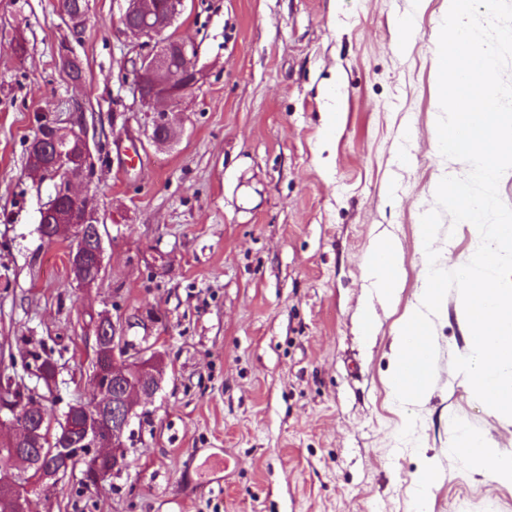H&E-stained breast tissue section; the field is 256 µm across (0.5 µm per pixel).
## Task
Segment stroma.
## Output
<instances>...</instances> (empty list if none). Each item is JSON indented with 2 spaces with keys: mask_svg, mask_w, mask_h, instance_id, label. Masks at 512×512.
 <instances>
[{
  "mask_svg": "<svg viewBox=\"0 0 512 512\" xmlns=\"http://www.w3.org/2000/svg\"><path fill=\"white\" fill-rule=\"evenodd\" d=\"M122 6L89 0L76 34L61 0H0V374L54 417L89 401L101 313L165 363L122 472L94 488L75 465L32 512H416L420 481L429 512H512V483L448 449L462 425L512 453V419L452 367L470 346L457 290L432 319L427 400L403 405L386 383L427 265L421 218L443 177L470 170L436 146L448 0H189L173 31L197 45L202 79L166 146L132 106L141 42ZM46 121L89 145L76 192L104 271L88 288L69 269L74 239L38 231L56 181L29 172L27 149ZM381 235L403 254L392 301L368 271ZM479 244L442 215L441 269ZM35 353L57 361L53 387L27 372Z\"/></svg>",
  "mask_w": 512,
  "mask_h": 512,
  "instance_id": "35a3bbf8",
  "label": "stroma"
}]
</instances>
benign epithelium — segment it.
<instances>
[{
  "label": "benign epithelium",
  "mask_w": 512,
  "mask_h": 512,
  "mask_svg": "<svg viewBox=\"0 0 512 512\" xmlns=\"http://www.w3.org/2000/svg\"><path fill=\"white\" fill-rule=\"evenodd\" d=\"M125 2L120 23L125 33L138 39H145L143 46L149 51L133 60L135 78L129 86L133 105L143 112L147 126L159 129L158 134L150 135L154 143L163 145L174 136L170 113L182 96L194 88L200 81V72L196 69L194 58L197 49L193 42L171 38L157 44L152 41L171 28L175 21L185 12L188 0H165L160 8L150 6V0H123ZM175 44L183 59L188 76V85L174 84L177 75L167 68L170 44ZM70 135L63 134L62 140L54 142L48 151L54 153L58 173L62 176V186L46 208V213L54 216L61 227L70 229L80 240H87L97 246L96 265L103 263V244L99 224L95 213L87 207L68 209L64 201L75 197L73 188L86 183L89 173L86 169L87 154L79 155L65 149ZM70 270L74 279L82 286L90 287L96 283L85 256L74 252L69 258ZM94 334L100 342L105 337H112V351L102 359L93 375L97 387L98 398L93 405L85 410V418L79 426L72 421L62 422L66 429L76 428L80 434L79 447L60 448L54 440V422L43 408L31 412L17 413L11 402L13 385L0 384V432L10 431L24 435V443L20 448L11 449L12 457L26 459L27 476H19L12 472L11 462L0 466V485L12 489L14 498L20 505L19 512H28L31 496L41 489L59 480L60 475L69 470L73 459L84 462L86 476L102 483L109 480L125 467L128 453L127 440L132 435L130 426L137 416L135 402L128 399L129 392L151 397L161 387L163 378V358L154 352L145 356L136 351L128 354V341L122 329L112 320H99ZM43 449L51 447L53 460L36 472L28 454L30 447ZM112 449V457L117 464L112 469L103 467L101 449Z\"/></svg>",
  "instance_id": "1"
}]
</instances>
